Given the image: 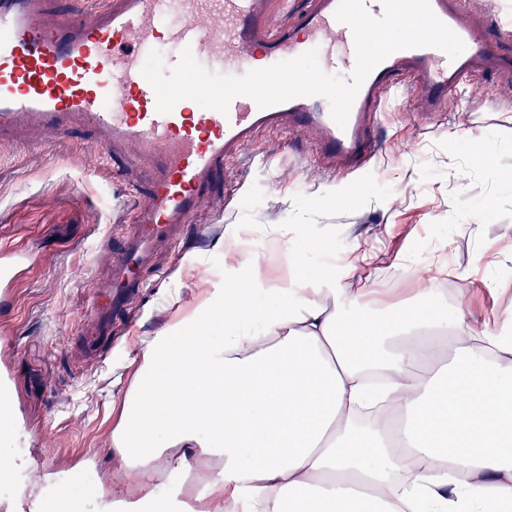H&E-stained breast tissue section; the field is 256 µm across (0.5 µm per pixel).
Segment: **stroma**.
Wrapping results in <instances>:
<instances>
[{
    "label": "stroma",
    "mask_w": 512,
    "mask_h": 512,
    "mask_svg": "<svg viewBox=\"0 0 512 512\" xmlns=\"http://www.w3.org/2000/svg\"><path fill=\"white\" fill-rule=\"evenodd\" d=\"M414 111L405 97L386 104L368 177L329 178L312 135L258 131L216 177L181 241L156 250L129 324L97 363L78 344L147 173L122 150L100 165L98 134L78 125L0 146V243L30 257L11 303L0 304V370L24 423L9 439V487L25 486L36 502L64 495L83 512L144 493L154 512H166L176 482L188 498L204 497V484L192 482L195 460L173 477L144 481L126 472L112 433L142 348L240 274L235 254L278 284L289 277V253H299L320 274L314 288L339 284L348 305L377 314L410 297L413 274L431 265L464 294L470 324L511 320L512 184L492 171L512 170V83L485 73L450 94L435 117L418 120ZM468 136L488 140L492 168L472 160ZM37 457L41 468L30 470ZM87 471L96 489L84 486Z\"/></svg>",
    "instance_id": "obj_1"
}]
</instances>
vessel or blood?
Returning a JSON list of instances; mask_svg holds the SVG:
<instances>
[{
    "label": "vessel or blood",
    "mask_w": 512,
    "mask_h": 512,
    "mask_svg": "<svg viewBox=\"0 0 512 512\" xmlns=\"http://www.w3.org/2000/svg\"><path fill=\"white\" fill-rule=\"evenodd\" d=\"M435 15L466 49L449 60L435 47L393 52L363 81L345 126L322 96L258 107L246 96L228 112L179 101L156 109L141 68L150 51L176 64L183 49L209 71L240 76L317 50L322 69L351 75V28L335 17L339 0H299L278 21L272 0H88L77 14H52L48 0H0V143L34 129L67 130L74 122L97 131L102 151L128 148L148 169L149 189L138 202L112 279L94 296L85 356L100 357L113 316L145 288L140 273L155 250L175 240L203 202L225 158L263 128L307 130L337 170L368 168L370 134L390 95H409L434 114L462 79L486 72L512 75V55L497 53L504 28L480 16L469 0H429Z\"/></svg>",
    "instance_id": "obj_1"
}]
</instances>
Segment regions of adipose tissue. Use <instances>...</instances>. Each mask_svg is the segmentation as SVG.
Here are the masks:
<instances>
[{
	"label": "adipose tissue",
	"instance_id": "ef3b65f1",
	"mask_svg": "<svg viewBox=\"0 0 512 512\" xmlns=\"http://www.w3.org/2000/svg\"><path fill=\"white\" fill-rule=\"evenodd\" d=\"M258 266L141 354L112 444L129 471L207 468L198 512H488L512 501V327L444 314L433 284L385 315L319 297L301 255Z\"/></svg>",
	"mask_w": 512,
	"mask_h": 512
}]
</instances>
